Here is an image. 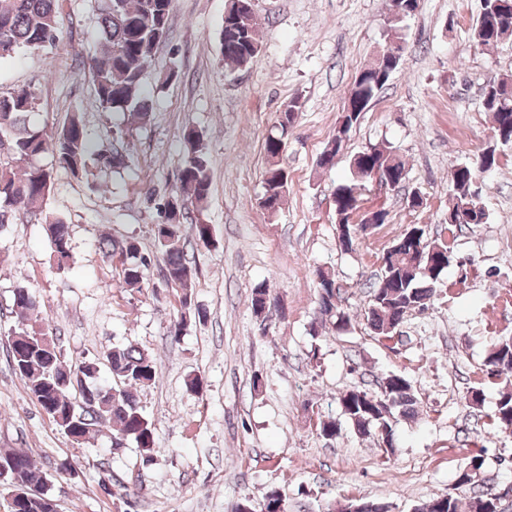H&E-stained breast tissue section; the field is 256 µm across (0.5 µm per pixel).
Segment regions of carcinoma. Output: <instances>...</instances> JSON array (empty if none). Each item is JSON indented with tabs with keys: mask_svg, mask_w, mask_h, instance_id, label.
<instances>
[{
	"mask_svg": "<svg viewBox=\"0 0 512 512\" xmlns=\"http://www.w3.org/2000/svg\"><path fill=\"white\" fill-rule=\"evenodd\" d=\"M58 0H0V62L13 58L22 48L38 50L56 42V8ZM503 0H485L482 16L471 28L473 42L481 47L497 44L512 34V10H504ZM172 0H102L98 21V38L92 47L90 73L96 99L105 112H121L131 117L132 124L150 122L153 108L144 89V73L160 43L170 30ZM255 10H240L231 4L224 14L220 32V49L224 63L234 67L250 64L259 54L260 35ZM400 60L376 58L356 77L349 99L363 110L381 92L389 80V72L398 68ZM489 95L485 110L492 113L495 139L512 143V76L503 77L487 86ZM37 94L23 87L0 95V228L11 222L18 212L47 225L48 241L57 269L72 259L69 226L63 217L47 209L52 188L49 170L35 164V159L52 150L56 163L72 173L88 175L91 168L118 172L127 166V156L103 144L93 146L80 112L73 111L57 130L53 139L39 127L32 126L27 116L37 107ZM299 100L288 104V111L279 120L277 132L265 140L268 167L264 173V194L273 211H278L288 191V169L279 155L286 127L294 121ZM183 155L175 188L159 198L160 222L155 236L162 256V276L170 286L187 287L195 268L186 258L182 245V226L190 209L202 214L211 194V177L206 148L193 126L182 129ZM342 145L329 140L317 159L321 168L334 165ZM352 179L336 187V205L342 213L351 207L350 194L355 182H370L368 173L382 171L389 180L401 184L407 177L405 163L396 150L385 145L380 150L365 148L351 161ZM481 172L465 161L455 165L451 180L452 194L448 205V224L462 227L469 224L473 200V184ZM103 253L123 257V282L141 289L149 283L151 260L142 253L134 237L106 238ZM449 263L448 246L427 239L426 231L416 235L408 230L398 237L383 256L378 285L373 289L367 311V324L373 336L391 340L407 313L428 308L433 288ZM319 293V319L336 331L346 329L349 314L336 305L334 274L316 273ZM180 320L173 324L171 336L178 337L187 317L203 320L207 312L192 304L191 298L181 300ZM252 308L262 315L272 308L267 286L256 285L252 291ZM11 313L20 317L17 337L9 341L8 356L15 372L36 397L41 408L63 432L78 445L90 442L97 428L112 423L113 443L121 447L132 443L139 449L141 461H154L156 442L152 423L139 406L136 390L151 385L159 374L156 360L133 344L114 345L103 356L104 362L84 363L77 370L66 369L61 351L39 322L41 302L36 291L19 285L13 291ZM106 366L112 386L94 387L88 381L97 377L100 366ZM485 366L492 376H504L505 388L494 412L500 430H512V337H504L491 345ZM343 415L360 437L378 435L383 423H391L395 415L413 417L418 399L412 385L403 376L386 377L377 392L352 389L339 397ZM5 463L0 470V487L12 493L16 484L33 491L20 502L9 500L10 512H51L53 496L46 489L42 472L24 448L0 453ZM481 455L470 457L458 472L456 488H475L483 470ZM429 512H462V500L451 493L433 499ZM470 512H498L497 497L486 494L470 498Z\"/></svg>",
	"mask_w": 512,
	"mask_h": 512,
	"instance_id": "cac0c4a2",
	"label": "carcinoma"
}]
</instances>
